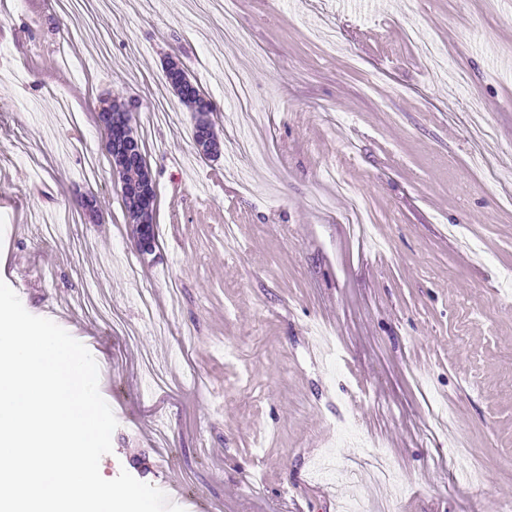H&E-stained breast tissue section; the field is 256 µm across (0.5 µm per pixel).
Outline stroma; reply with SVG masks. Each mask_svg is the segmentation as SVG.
I'll list each match as a JSON object with an SVG mask.
<instances>
[{
  "label": "stroma",
  "instance_id": "1",
  "mask_svg": "<svg viewBox=\"0 0 512 512\" xmlns=\"http://www.w3.org/2000/svg\"><path fill=\"white\" fill-rule=\"evenodd\" d=\"M225 2L0 14V280L94 357L118 422L101 475L183 512H512V0ZM171 58L217 105L218 157L194 147ZM48 85L77 124H55ZM107 98L138 102L149 254L95 121ZM244 108L265 123L242 127ZM88 191L95 222L74 207ZM357 202L366 240L342 220ZM329 454L383 456L394 481L328 479Z\"/></svg>",
  "mask_w": 512,
  "mask_h": 512
}]
</instances>
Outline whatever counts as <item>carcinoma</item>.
<instances>
[{
  "mask_svg": "<svg viewBox=\"0 0 512 512\" xmlns=\"http://www.w3.org/2000/svg\"><path fill=\"white\" fill-rule=\"evenodd\" d=\"M167 76L180 102L196 113L194 140L197 141L201 135H206L210 139L211 149L204 151V154L218 155L220 142L208 117V113L214 110L213 104L204 97L198 84L191 80L183 70L170 67L167 70ZM125 109V105L109 101L100 109L98 122L106 131L112 127V115L125 116L126 134L132 143L131 151L117 155L109 145L107 153L112 158L113 171L121 182V202L127 218L130 223L136 225V234H146V237L153 243L155 242L153 206L145 204L130 192L131 187L147 186L153 183V180L141 145L133 133V113L127 114Z\"/></svg>",
  "mask_w": 512,
  "mask_h": 512,
  "instance_id": "carcinoma-1",
  "label": "carcinoma"
}]
</instances>
